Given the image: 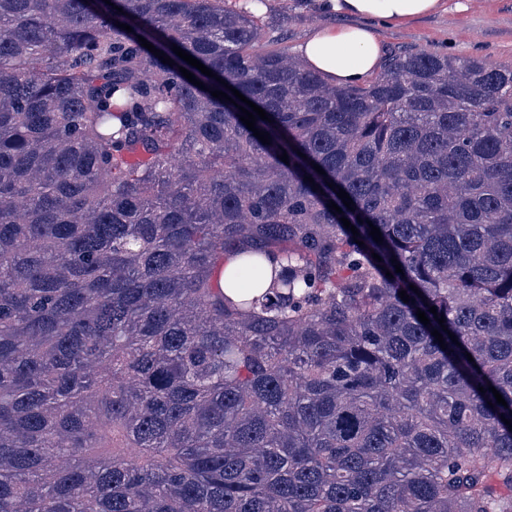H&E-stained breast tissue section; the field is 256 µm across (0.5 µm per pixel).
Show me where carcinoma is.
<instances>
[{
	"label": "carcinoma",
	"instance_id": "cac0c4a2",
	"mask_svg": "<svg viewBox=\"0 0 512 512\" xmlns=\"http://www.w3.org/2000/svg\"><path fill=\"white\" fill-rule=\"evenodd\" d=\"M505 418L512 66L336 87L224 0H0V512H512Z\"/></svg>",
	"mask_w": 512,
	"mask_h": 512
}]
</instances>
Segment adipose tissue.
I'll list each match as a JSON object with an SVG mask.
<instances>
[{
	"label": "adipose tissue",
	"instance_id": "ef3b65f1",
	"mask_svg": "<svg viewBox=\"0 0 512 512\" xmlns=\"http://www.w3.org/2000/svg\"><path fill=\"white\" fill-rule=\"evenodd\" d=\"M326 14L354 17V24L340 28L314 29L298 48V55L326 82L338 86L363 83L379 67L381 46L369 21L385 26L455 8L464 11L467 0H316Z\"/></svg>",
	"mask_w": 512,
	"mask_h": 512
}]
</instances>
